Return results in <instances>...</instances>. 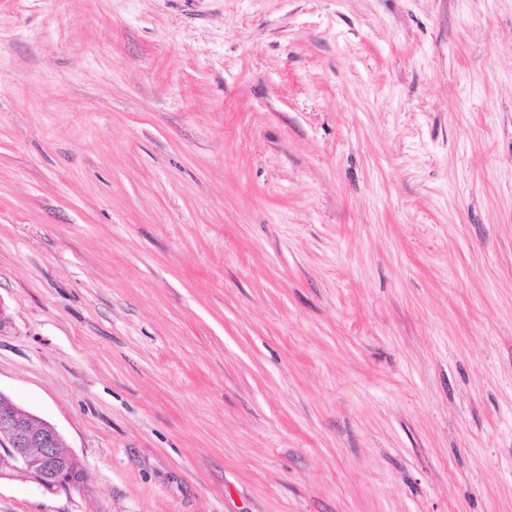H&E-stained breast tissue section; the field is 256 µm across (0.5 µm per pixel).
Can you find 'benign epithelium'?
Returning a JSON list of instances; mask_svg holds the SVG:
<instances>
[{"mask_svg": "<svg viewBox=\"0 0 512 512\" xmlns=\"http://www.w3.org/2000/svg\"><path fill=\"white\" fill-rule=\"evenodd\" d=\"M55 426L0 391V481L26 476L50 494L74 488L70 456Z\"/></svg>", "mask_w": 512, "mask_h": 512, "instance_id": "benign-epithelium-1", "label": "benign epithelium"}]
</instances>
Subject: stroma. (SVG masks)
Segmentation results:
<instances>
[{
    "mask_svg": "<svg viewBox=\"0 0 512 512\" xmlns=\"http://www.w3.org/2000/svg\"><path fill=\"white\" fill-rule=\"evenodd\" d=\"M0 512H512V0H0ZM63 443L55 426L0 392V482L24 475L43 491L58 494L74 488L73 474L79 487L82 469L74 461L71 470V457L59 450Z\"/></svg>",
    "mask_w": 512,
    "mask_h": 512,
    "instance_id": "stroma-1",
    "label": "stroma"
}]
</instances>
